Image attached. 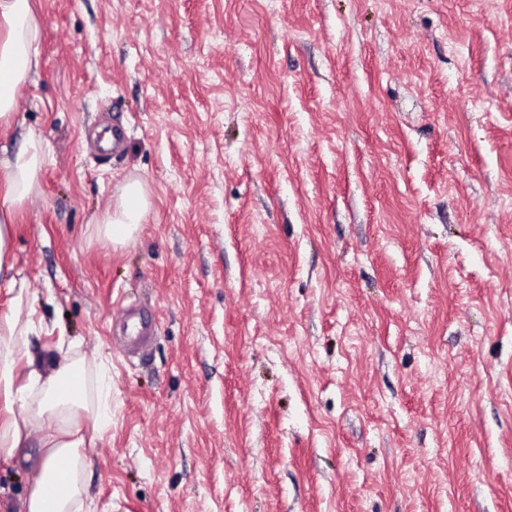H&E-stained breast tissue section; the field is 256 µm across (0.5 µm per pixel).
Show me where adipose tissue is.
<instances>
[{"instance_id":"ef3b65f1","label":"adipose tissue","mask_w":512,"mask_h":512,"mask_svg":"<svg viewBox=\"0 0 512 512\" xmlns=\"http://www.w3.org/2000/svg\"><path fill=\"white\" fill-rule=\"evenodd\" d=\"M39 37L31 0H0V125L14 120L18 92L39 66ZM48 155V143L30 135L21 149L0 160V288L10 297L8 311L0 314V463L20 461L31 438H39L45 453L26 512H80L87 466L83 419L89 410L83 376L89 361L72 350L57 356L33 351L35 322L26 306L25 279L11 255L17 213L38 190ZM149 205L143 184L126 182L98 236L126 244Z\"/></svg>"}]
</instances>
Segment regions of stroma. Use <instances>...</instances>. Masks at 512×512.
Listing matches in <instances>:
<instances>
[{"instance_id": "35a3bbf8", "label": "stroma", "mask_w": 512, "mask_h": 512, "mask_svg": "<svg viewBox=\"0 0 512 512\" xmlns=\"http://www.w3.org/2000/svg\"><path fill=\"white\" fill-rule=\"evenodd\" d=\"M32 2L0 149L51 148L15 224L33 345L111 381L83 512H512V0ZM148 194L140 181L126 182L118 202L99 224L97 234L112 245H124L132 240L149 209Z\"/></svg>"}]
</instances>
